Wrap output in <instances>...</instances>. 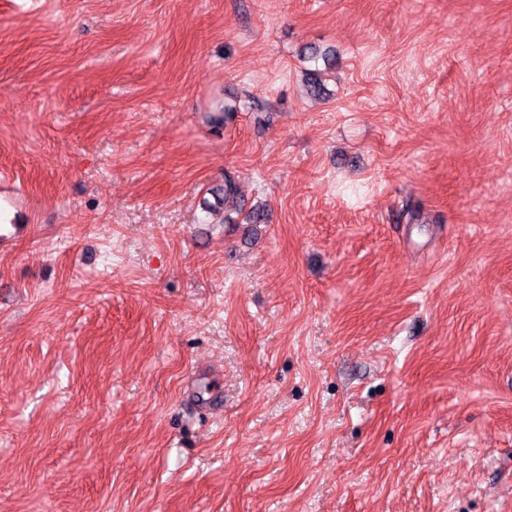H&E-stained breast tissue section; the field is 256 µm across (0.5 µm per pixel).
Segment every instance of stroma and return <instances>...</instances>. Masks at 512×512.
Instances as JSON below:
<instances>
[{
  "mask_svg": "<svg viewBox=\"0 0 512 512\" xmlns=\"http://www.w3.org/2000/svg\"><path fill=\"white\" fill-rule=\"evenodd\" d=\"M0 512H512V0H0Z\"/></svg>",
  "mask_w": 512,
  "mask_h": 512,
  "instance_id": "obj_1",
  "label": "stroma"
}]
</instances>
